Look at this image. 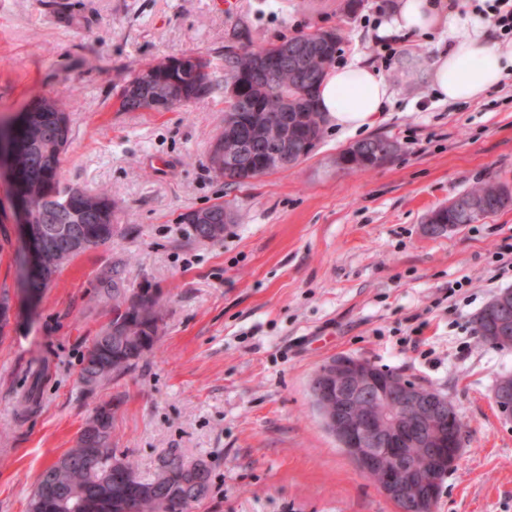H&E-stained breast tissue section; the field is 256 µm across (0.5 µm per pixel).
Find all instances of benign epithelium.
<instances>
[{"mask_svg": "<svg viewBox=\"0 0 512 512\" xmlns=\"http://www.w3.org/2000/svg\"><path fill=\"white\" fill-rule=\"evenodd\" d=\"M314 44L291 55L279 54V63H287L297 73L308 70ZM189 70L194 56L180 61H159L143 70L138 79L141 89L155 85L160 72L174 65ZM280 112V122L297 124L299 116L288 113V99L265 105L255 104L235 95L224 103V131L213 141L211 154L216 172L225 165L252 172L254 166L287 165L295 157L312 152L314 141L302 138L278 139L272 156L256 153V143L268 138L267 130L249 116L261 109ZM231 214L194 212L186 223L193 232L199 224H228ZM455 229L446 223L444 211L431 213L424 224L429 236H443ZM490 330L499 343L512 346V294L506 292L490 308ZM309 390L316 409L328 431L336 438L357 471L371 479L381 493L397 506L398 512H432L437 501L441 478L448 465L457 461L464 445L462 433L452 428L454 410L448 399L434 390L414 384L391 373L381 377L374 365L362 358L343 355L322 364L313 374ZM501 416L512 421V374L500 376L493 391ZM408 448H418L427 465L417 468Z\"/></svg>", "mask_w": 512, "mask_h": 512, "instance_id": "obj_1", "label": "benign epithelium"}]
</instances>
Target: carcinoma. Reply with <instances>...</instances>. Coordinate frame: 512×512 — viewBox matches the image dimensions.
Wrapping results in <instances>:
<instances>
[{
    "label": "carcinoma",
    "mask_w": 512,
    "mask_h": 512,
    "mask_svg": "<svg viewBox=\"0 0 512 512\" xmlns=\"http://www.w3.org/2000/svg\"><path fill=\"white\" fill-rule=\"evenodd\" d=\"M317 31L303 32L288 39L267 45L242 47L224 52V83H240L242 94L257 103L273 98L288 97L290 112H305L310 117L313 133L321 138L324 115L319 111L318 90L328 71L334 66L340 52L341 34L336 40L322 44L313 59L317 77L305 82L291 70L276 66L263 76L254 74L256 63L272 59L273 53L285 46L316 39ZM196 72L178 66L161 76L152 96L170 99L168 109L188 106L215 93L220 84L211 72V63L196 57ZM138 77L133 71L121 86L119 110L125 112H156L153 101L137 100L129 87ZM69 114L61 100L41 97L31 111L22 112L4 128L3 136L11 149V159L17 171L12 191L17 205L24 208L27 223L46 228L54 236V226L65 224L71 233L86 239L85 246L72 252L63 243L41 257L44 274L31 283L33 293L50 284L62 268L79 255L94 250L123 236L127 228L116 224V206L106 192H82L69 195L70 186L62 183L60 167L62 156L70 139ZM362 157L346 166L356 171L380 166L379 160L394 157L400 147L386 137H372L359 142ZM464 198L480 204L476 210L448 209L449 223L472 224L512 205V187L504 183L487 182L462 193ZM123 263L117 261L105 269L100 277L107 293L112 295L115 308H120L126 296L117 288L122 280ZM161 307V296L143 299L132 311L117 314L126 321L124 330L115 335L112 324H107L87 346L80 373L84 389L91 392L99 384L136 368L151 351L156 338L150 325L155 309ZM114 404L108 402L95 410L92 418L80 430L75 447L67 450L57 461L44 469L38 477L28 503V512H160L168 504L171 512L177 507L199 501L210 486V470L202 462L194 479L182 473V466L174 461L163 464L158 475L144 480L137 475L133 462L125 458L100 461L102 449L112 447L111 429Z\"/></svg>",
    "instance_id": "carcinoma-1"
}]
</instances>
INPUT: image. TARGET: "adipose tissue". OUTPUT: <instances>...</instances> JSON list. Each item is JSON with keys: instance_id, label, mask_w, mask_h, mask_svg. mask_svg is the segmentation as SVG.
Instances as JSON below:
<instances>
[{"instance_id": "obj_1", "label": "adipose tissue", "mask_w": 512, "mask_h": 512, "mask_svg": "<svg viewBox=\"0 0 512 512\" xmlns=\"http://www.w3.org/2000/svg\"><path fill=\"white\" fill-rule=\"evenodd\" d=\"M388 33L415 37L444 29L448 47L434 57L427 79L443 101L480 98L503 78L512 76V42L492 41L484 23L446 8L443 0H396L390 8ZM392 102L384 75L362 60L336 67L320 90L319 107L330 124L359 131L374 125Z\"/></svg>"}]
</instances>
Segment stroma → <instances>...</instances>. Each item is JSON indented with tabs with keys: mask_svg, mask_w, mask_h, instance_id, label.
I'll return each mask as SVG.
<instances>
[{
	"mask_svg": "<svg viewBox=\"0 0 512 512\" xmlns=\"http://www.w3.org/2000/svg\"><path fill=\"white\" fill-rule=\"evenodd\" d=\"M0 0V121L38 96L62 98L71 140L60 179L105 190L127 234L88 251L36 301L21 279L23 238L0 178V291L15 313L0 337V512H28L40 473L96 408L112 401V447L154 477L176 455L204 461L209 491L189 512H396L326 430L309 392L314 371L353 355L445 394L464 446L435 512H512V423L492 402L512 349L480 338L475 318L512 277V206L439 237L431 210L495 180L512 184V77L476 100L435 99L425 72L448 44L407 40L384 74L387 112L352 134L331 125L299 165L251 184L224 183L208 146L224 94L168 112H122L117 91L141 66L188 54L224 75L226 45L340 29L338 63H379L384 0ZM384 136L389 163L347 171L337 156ZM216 203L234 221L196 242L182 215ZM124 260V286L159 288L164 326L130 373L83 391L82 356L112 317L100 270ZM463 288L449 295L448 285Z\"/></svg>",
	"mask_w": 512,
	"mask_h": 512,
	"instance_id": "obj_1",
	"label": "stroma"
}]
</instances>
